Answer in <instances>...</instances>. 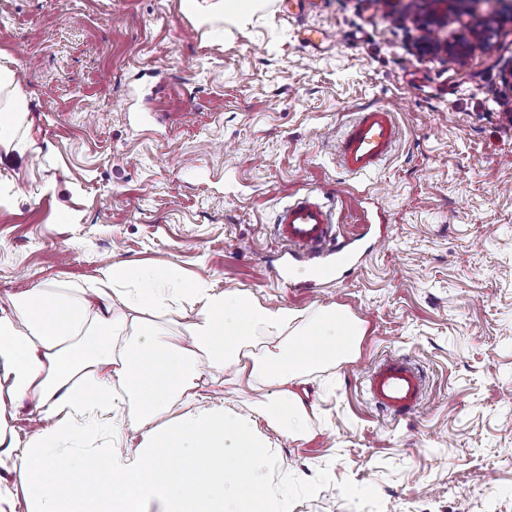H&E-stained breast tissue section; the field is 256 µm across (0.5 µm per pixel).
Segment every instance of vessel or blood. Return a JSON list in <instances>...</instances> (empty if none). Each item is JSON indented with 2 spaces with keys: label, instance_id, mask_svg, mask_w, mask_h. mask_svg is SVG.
<instances>
[{
  "label": "vessel or blood",
  "instance_id": "1",
  "mask_svg": "<svg viewBox=\"0 0 512 512\" xmlns=\"http://www.w3.org/2000/svg\"><path fill=\"white\" fill-rule=\"evenodd\" d=\"M398 137L399 128L390 110L362 109L344 128L338 144L339 165L352 176L370 174L389 159ZM333 210L329 197L305 193L292 197L276 212L275 237L284 260L275 272L278 281H287L292 262L307 264L316 280L340 279L341 270L331 264L332 256L345 263L357 262L384 241V234L369 224L355 236L338 233ZM366 390L377 411L400 421L423 407L426 379L412 358L390 354L372 364Z\"/></svg>",
  "mask_w": 512,
  "mask_h": 512
}]
</instances>
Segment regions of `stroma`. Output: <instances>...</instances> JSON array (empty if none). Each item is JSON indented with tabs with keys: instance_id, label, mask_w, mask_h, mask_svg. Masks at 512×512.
Instances as JSON below:
<instances>
[{
	"instance_id": "obj_1",
	"label": "stroma",
	"mask_w": 512,
	"mask_h": 512,
	"mask_svg": "<svg viewBox=\"0 0 512 512\" xmlns=\"http://www.w3.org/2000/svg\"><path fill=\"white\" fill-rule=\"evenodd\" d=\"M488 20L466 63L445 52ZM306 28L336 39L311 49ZM426 39L439 51L419 54ZM0 67L27 111L24 148H0V314L107 263L336 308L364 329L356 359L306 376L304 436H269L288 512H512V0H312L298 17L268 0L206 24L183 0H0ZM366 105L400 139L351 177L336 141ZM305 189L335 198L344 234L388 227L346 280L311 288L296 266L284 284L268 264L274 214ZM388 353L429 375L415 419L369 401L364 369Z\"/></svg>"
}]
</instances>
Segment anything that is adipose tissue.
I'll return each instance as SVG.
<instances>
[{
	"label": "adipose tissue",
	"instance_id": "ef3b65f1",
	"mask_svg": "<svg viewBox=\"0 0 512 512\" xmlns=\"http://www.w3.org/2000/svg\"><path fill=\"white\" fill-rule=\"evenodd\" d=\"M13 75L0 113V146L13 145L25 121ZM131 281L112 311L117 285ZM0 315V452L15 455L29 512H278L260 498L265 441L258 421L286 438L306 431L309 406L295 386L329 363L356 358L360 322L325 308L311 317L261 303L243 290L184 280L173 269L142 279L132 265L101 267L94 287L51 286L15 297ZM192 309L189 334L170 323ZM266 390L253 414L214 403L203 378L216 369ZM29 404L40 428L8 426L9 404ZM103 432V454L78 439Z\"/></svg>",
	"mask_w": 512,
	"mask_h": 512
}]
</instances>
